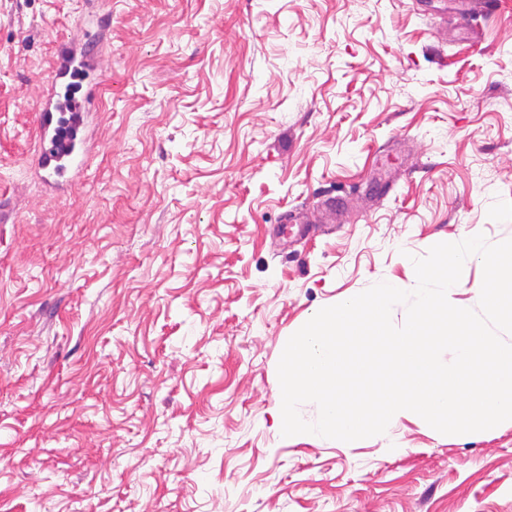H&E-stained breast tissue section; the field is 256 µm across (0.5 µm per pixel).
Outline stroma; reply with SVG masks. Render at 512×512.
<instances>
[{"mask_svg": "<svg viewBox=\"0 0 512 512\" xmlns=\"http://www.w3.org/2000/svg\"><path fill=\"white\" fill-rule=\"evenodd\" d=\"M88 170L33 168L63 40ZM0 512H512V421L285 437L289 338L512 239V0H0Z\"/></svg>", "mask_w": 512, "mask_h": 512, "instance_id": "1", "label": "stroma"}]
</instances>
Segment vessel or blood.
<instances>
[{
	"mask_svg": "<svg viewBox=\"0 0 512 512\" xmlns=\"http://www.w3.org/2000/svg\"><path fill=\"white\" fill-rule=\"evenodd\" d=\"M61 65L46 88L43 103L35 114L38 144L34 166L44 181L63 184L82 176L87 169L89 145L85 139L87 110L65 117L61 108L62 88L68 87L75 72L93 77L91 57L85 49L71 45L60 48Z\"/></svg>",
	"mask_w": 512,
	"mask_h": 512,
	"instance_id": "vessel-or-blood-1",
	"label": "vessel or blood"
}]
</instances>
